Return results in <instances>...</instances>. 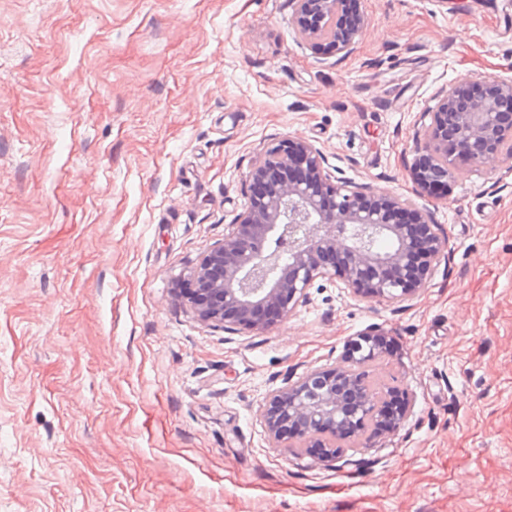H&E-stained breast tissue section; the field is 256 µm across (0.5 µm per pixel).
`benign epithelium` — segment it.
<instances>
[{"label":"benign epithelium","instance_id":"benign-epithelium-1","mask_svg":"<svg viewBox=\"0 0 512 512\" xmlns=\"http://www.w3.org/2000/svg\"><path fill=\"white\" fill-rule=\"evenodd\" d=\"M300 40L316 55H347L367 25L362 0H292ZM415 130L408 177L417 196L441 200L460 164L512 162V81L462 80L437 96ZM249 201L224 240L181 278L177 300L200 323L259 335L288 318L321 280L377 302L420 294L447 258L449 238L429 205L397 193L378 194L336 176L323 150L288 136L258 153L245 175ZM386 239L380 249L376 240ZM386 351L380 333L351 344L350 367L313 370L270 392L263 411L269 444L321 449L336 460L339 442L396 430L408 406L380 397L366 370Z\"/></svg>","mask_w":512,"mask_h":512}]
</instances>
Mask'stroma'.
I'll return each mask as SVG.
<instances>
[{
    "instance_id": "35a3bbf8",
    "label": "stroma",
    "mask_w": 512,
    "mask_h": 512,
    "mask_svg": "<svg viewBox=\"0 0 512 512\" xmlns=\"http://www.w3.org/2000/svg\"><path fill=\"white\" fill-rule=\"evenodd\" d=\"M317 60L291 0H0V512H512V165L435 207L419 296L327 283L260 335L197 322L177 281L248 203L255 153L314 142L413 198V124L464 78L512 79L505 0H365ZM409 411L328 464L271 447L284 378L347 360Z\"/></svg>"
}]
</instances>
